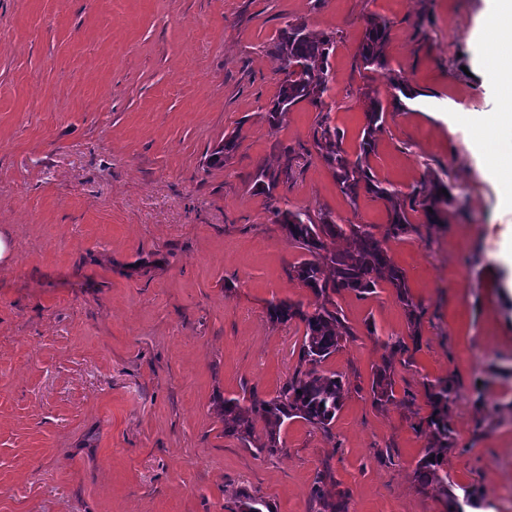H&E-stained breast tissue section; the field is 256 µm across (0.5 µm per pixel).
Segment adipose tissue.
Wrapping results in <instances>:
<instances>
[{
	"label": "adipose tissue",
	"instance_id": "1",
	"mask_svg": "<svg viewBox=\"0 0 512 512\" xmlns=\"http://www.w3.org/2000/svg\"><path fill=\"white\" fill-rule=\"evenodd\" d=\"M482 26L496 37L490 69L503 90L504 103L480 124L478 140L487 148L489 163L507 170L512 168V0H489Z\"/></svg>",
	"mask_w": 512,
	"mask_h": 512
}]
</instances>
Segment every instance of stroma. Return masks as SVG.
<instances>
[{"label": "stroma", "instance_id": "stroma-1", "mask_svg": "<svg viewBox=\"0 0 512 512\" xmlns=\"http://www.w3.org/2000/svg\"><path fill=\"white\" fill-rule=\"evenodd\" d=\"M487 0H0V512H315L329 470L348 512H443L417 491L426 382L450 378L454 485L512 512V236L497 172L446 114L498 111L478 34ZM390 23L386 55L423 95L392 105L385 72L361 69L368 15ZM333 35L330 118L356 152L357 90L385 112L369 165L410 192L453 187L439 224L414 212L387 243L422 301L421 336L396 366L395 401L373 406L388 337L407 338L391 288L338 296L355 338L323 368L349 391L331 436L302 421L267 458L225 437L215 403L268 398L294 372L303 328L274 326L268 301L306 299L300 258L250 177L286 147L309 150L281 205L384 226L381 201L350 205L312 152L319 114L302 103L273 129L286 21ZM224 167L205 156L225 135ZM375 334H368L367 323ZM240 137L238 133H231L224 136V155L220 151L212 150L207 157L208 167H222L238 150Z\"/></svg>", "mask_w": 512, "mask_h": 512}]
</instances>
